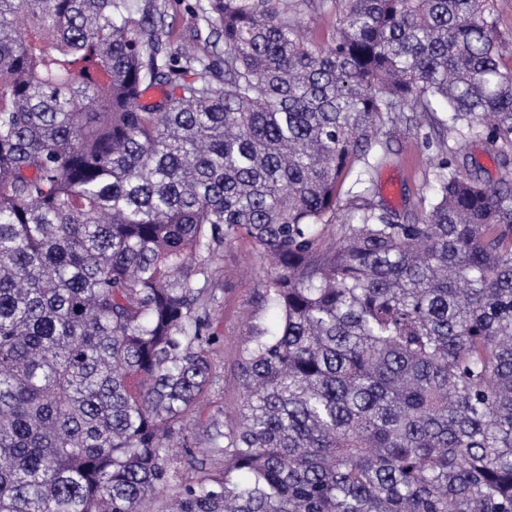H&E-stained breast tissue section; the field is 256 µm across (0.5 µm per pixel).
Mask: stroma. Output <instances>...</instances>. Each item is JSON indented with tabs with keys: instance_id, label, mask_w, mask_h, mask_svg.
<instances>
[{
	"instance_id": "35a3bbf8",
	"label": "stroma",
	"mask_w": 512,
	"mask_h": 512,
	"mask_svg": "<svg viewBox=\"0 0 512 512\" xmlns=\"http://www.w3.org/2000/svg\"><path fill=\"white\" fill-rule=\"evenodd\" d=\"M158 2L173 25L174 45L194 46L199 51H206L205 39L209 31L196 15L197 0ZM457 166L463 174L490 183L498 182L506 173L500 153L479 135L466 139L457 155ZM373 179L378 201L396 212L401 221L420 217L421 201L431 193L432 171L429 151L414 131L395 134L392 152L374 172ZM216 278L221 289L211 313V323L218 338L215 362L221 380L201 412L206 415L220 409L231 421L241 402L235 360L242 338L253 325L276 329L279 315L258 299L261 269L256 247L250 239L239 237L225 245L217 261Z\"/></svg>"
}]
</instances>
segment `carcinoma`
Returning <instances> with one entry per match:
<instances>
[{"mask_svg":"<svg viewBox=\"0 0 512 512\" xmlns=\"http://www.w3.org/2000/svg\"><path fill=\"white\" fill-rule=\"evenodd\" d=\"M324 6L206 0L202 58L152 0H0V512H512V177L440 150L405 223L369 179L434 99L512 148L488 0ZM239 236L280 325L201 421Z\"/></svg>","mask_w":512,"mask_h":512,"instance_id":"cac0c4a2","label":"carcinoma"}]
</instances>
